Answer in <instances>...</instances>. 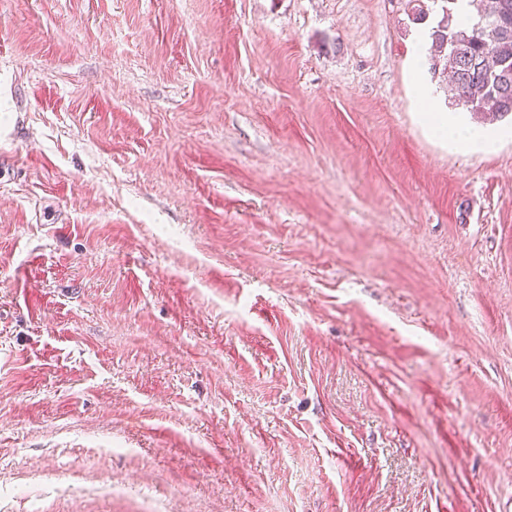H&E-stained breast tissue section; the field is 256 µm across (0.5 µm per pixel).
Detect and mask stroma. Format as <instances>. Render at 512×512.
Wrapping results in <instances>:
<instances>
[{
  "mask_svg": "<svg viewBox=\"0 0 512 512\" xmlns=\"http://www.w3.org/2000/svg\"><path fill=\"white\" fill-rule=\"evenodd\" d=\"M404 7L0 0V512H505L512 116ZM422 116L433 135L455 143L460 152L471 154L490 151L496 142V134L486 130H470L448 118V114L436 112L431 100L426 98Z\"/></svg>",
  "mask_w": 512,
  "mask_h": 512,
  "instance_id": "35a3bbf8",
  "label": "stroma"
}]
</instances>
